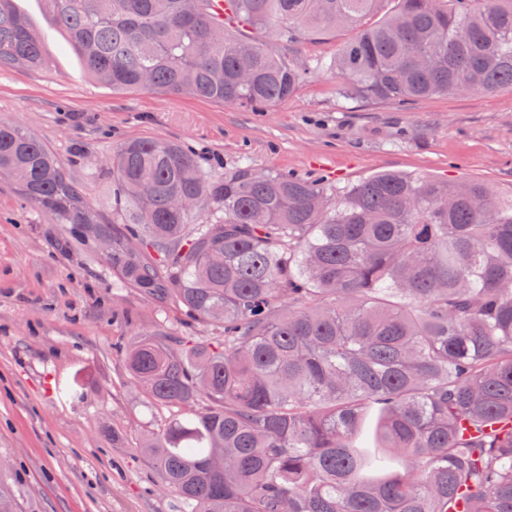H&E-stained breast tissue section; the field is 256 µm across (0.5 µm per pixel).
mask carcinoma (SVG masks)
<instances>
[{"instance_id":"obj_1","label":"carcinoma","mask_w":512,"mask_h":512,"mask_svg":"<svg viewBox=\"0 0 512 512\" xmlns=\"http://www.w3.org/2000/svg\"><path fill=\"white\" fill-rule=\"evenodd\" d=\"M46 0L89 72L255 112L310 66L276 46L343 27L341 95L400 106L512 91V0ZM44 63L0 0V69ZM102 223L53 150L0 121V176L52 223L104 242L118 284L224 323L222 346L141 337L127 369L181 407L142 454L185 512H512V196L384 171L332 187L187 146L113 153ZM209 401L202 412L192 404ZM378 418L365 445L364 417Z\"/></svg>"}]
</instances>
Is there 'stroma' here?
<instances>
[{"label": "stroma", "instance_id": "stroma-1", "mask_svg": "<svg viewBox=\"0 0 512 512\" xmlns=\"http://www.w3.org/2000/svg\"><path fill=\"white\" fill-rule=\"evenodd\" d=\"M15 3L42 37L47 64L0 70V120L49 145L105 223L122 221L108 160L139 138L185 144L218 174L247 163L333 186L396 170L512 193V92L405 108L345 101L325 65L353 29L289 45L291 58L313 63L311 74L255 112L157 89H112L86 69L44 0ZM115 282L104 251L68 241L0 179V485L17 512H183L139 452L171 411L150 407L121 350L153 331L216 345L224 327Z\"/></svg>", "mask_w": 512, "mask_h": 512}]
</instances>
